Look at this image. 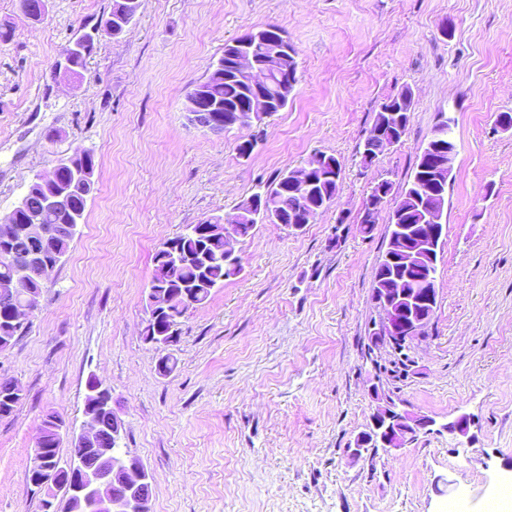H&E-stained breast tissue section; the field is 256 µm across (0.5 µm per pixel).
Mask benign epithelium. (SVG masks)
I'll use <instances>...</instances> for the list:
<instances>
[{
    "mask_svg": "<svg viewBox=\"0 0 512 512\" xmlns=\"http://www.w3.org/2000/svg\"><path fill=\"white\" fill-rule=\"evenodd\" d=\"M19 13L31 21L43 19L48 11V0H18ZM118 35L115 23H100L88 32H80L60 53L51 66L54 77L67 79L73 76L70 53L80 49V44L87 38L97 39L106 32ZM266 29H253L232 42V60L234 68L251 77L256 84H267L276 73L275 67L262 64L255 55L258 45L264 43ZM187 121L204 131L218 132L224 128L244 127L249 121L238 120L228 126L224 125V114L216 111L210 99L203 94H191L187 97L185 109ZM447 127L439 137L448 140V149L431 158L433 177L425 178L415 186L422 199L420 225L414 232L402 231L389 237L388 251L408 256L407 266L391 276L383 288L376 289L375 302L382 313L380 332L390 342L406 343L420 334L433 316L434 294L437 289L428 288L426 284L437 282L439 275L438 260L441 246L446 237V225L442 219L445 203L442 198L445 183L452 180L453 160L457 145L453 135L452 117L445 120ZM374 136L378 137L384 147L394 148L402 141L400 127L383 122ZM341 166V161L334 155L320 158L319 164L310 163L287 175L288 183L301 189L308 195L316 180L334 179L333 172ZM386 183L376 179L371 183L369 200L370 209L381 211L386 202L384 191ZM245 221L258 224L276 222L273 213L263 206H257L250 200L247 207L224 217L216 216L206 220L208 224L223 227L224 261L241 273L242 263L234 244L239 242ZM14 302L18 317L22 318L36 310L40 296L29 289L26 274L19 275L12 284ZM88 395L85 400L83 415L87 430L72 436L82 446L88 447L92 462L77 468L59 466L49 470L42 465L41 453L44 449V436L36 442V453L30 468L31 483L45 490L43 499L44 512H55L58 495H63L71 506V512H151L152 477L144 466L129 456L119 446L120 433L112 435V445L104 448H92L90 443L98 435V423L95 410L112 402V393L102 387L101 382L92 378L87 383ZM436 420L430 416L400 411L389 402L375 409L370 417L366 431L356 440V451L373 443L386 451L401 450L408 441L420 432L430 431ZM470 419L460 415L454 420L440 425V429L457 436L468 437Z\"/></svg>",
    "mask_w": 512,
    "mask_h": 512,
    "instance_id": "obj_1",
    "label": "benign epithelium"
}]
</instances>
